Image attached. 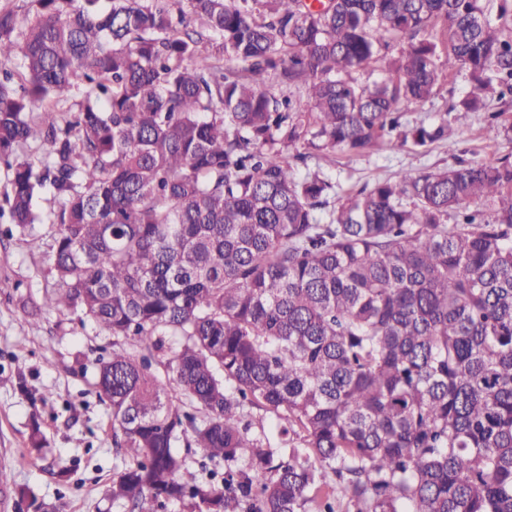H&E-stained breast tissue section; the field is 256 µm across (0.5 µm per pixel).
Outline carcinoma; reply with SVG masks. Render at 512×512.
<instances>
[{
	"mask_svg": "<svg viewBox=\"0 0 512 512\" xmlns=\"http://www.w3.org/2000/svg\"><path fill=\"white\" fill-rule=\"evenodd\" d=\"M28 13L0 8V63L22 55L0 72L6 202L25 228L40 188L63 200L48 218L63 287L35 311L69 310L116 346L96 379L112 504L512 512V156L343 192L297 173L448 140V119L406 112L461 70L453 120L483 111L512 142L488 106L512 99V0ZM364 70L380 72L370 87ZM31 141L43 157L17 155ZM254 408L275 416L277 446ZM196 456L206 480L183 478Z\"/></svg>",
	"mask_w": 512,
	"mask_h": 512,
	"instance_id": "cac0c4a2",
	"label": "carcinoma"
}]
</instances>
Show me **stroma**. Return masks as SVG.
Returning a JSON list of instances; mask_svg holds the SVG:
<instances>
[{
    "mask_svg": "<svg viewBox=\"0 0 512 512\" xmlns=\"http://www.w3.org/2000/svg\"><path fill=\"white\" fill-rule=\"evenodd\" d=\"M512 154V142L492 139L483 113L428 148H385L367 156L340 153L323 172L349 189L391 178L401 170H439L463 159L486 162ZM39 248H31V239ZM49 223L19 228L0 218V464L10 484L63 512H117L106 489L112 480V426L97 396L96 361L112 338L76 315L43 310L31 315L60 283L52 268ZM39 422L46 455L29 452L32 422ZM70 472L60 480L59 470Z\"/></svg>",
    "mask_w": 512,
    "mask_h": 512,
    "instance_id": "35a3bbf8",
    "label": "stroma"
}]
</instances>
